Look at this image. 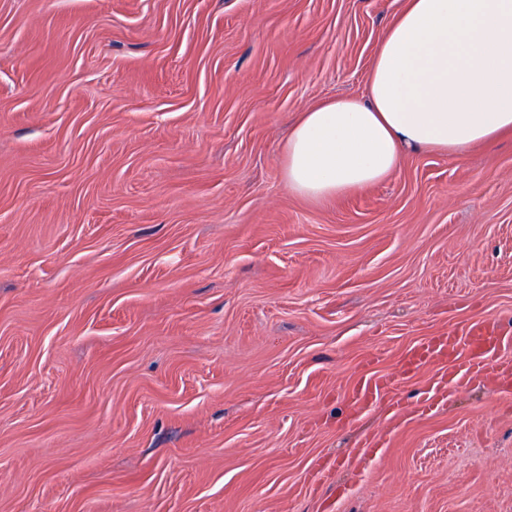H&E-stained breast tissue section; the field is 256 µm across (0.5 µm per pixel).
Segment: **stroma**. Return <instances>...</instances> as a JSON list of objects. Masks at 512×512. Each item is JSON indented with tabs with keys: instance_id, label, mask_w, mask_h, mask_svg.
<instances>
[{
	"instance_id": "stroma-1",
	"label": "stroma",
	"mask_w": 512,
	"mask_h": 512,
	"mask_svg": "<svg viewBox=\"0 0 512 512\" xmlns=\"http://www.w3.org/2000/svg\"><path fill=\"white\" fill-rule=\"evenodd\" d=\"M401 6L0 0V512H512V395L391 417L428 367L345 419L426 337H512V138L284 177Z\"/></svg>"
}]
</instances>
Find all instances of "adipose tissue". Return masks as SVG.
Returning <instances> with one entry per match:
<instances>
[{
  "instance_id": "adipose-tissue-1",
  "label": "adipose tissue",
  "mask_w": 512,
  "mask_h": 512,
  "mask_svg": "<svg viewBox=\"0 0 512 512\" xmlns=\"http://www.w3.org/2000/svg\"><path fill=\"white\" fill-rule=\"evenodd\" d=\"M512 138V0H403L360 97L316 102L288 131L284 176L325 200L377 184L407 152L463 156Z\"/></svg>"
}]
</instances>
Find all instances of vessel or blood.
Instances as JSON below:
<instances>
[{
	"mask_svg": "<svg viewBox=\"0 0 512 512\" xmlns=\"http://www.w3.org/2000/svg\"><path fill=\"white\" fill-rule=\"evenodd\" d=\"M507 343L496 319L485 318L465 328L428 337L409 349L398 373H373L360 378L349 398L348 419L354 420L373 406L382 392L393 387L398 379L413 377L427 364H444L420 391L417 410L428 413L475 379L485 380L492 389L512 382V362L502 360L501 350Z\"/></svg>",
	"mask_w": 512,
	"mask_h": 512,
	"instance_id": "obj_1",
	"label": "vessel or blood"
}]
</instances>
